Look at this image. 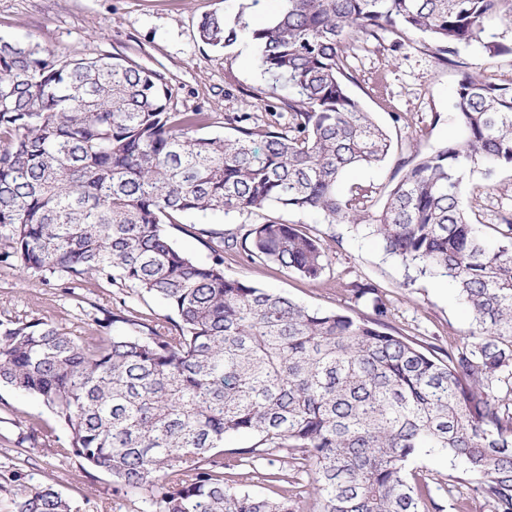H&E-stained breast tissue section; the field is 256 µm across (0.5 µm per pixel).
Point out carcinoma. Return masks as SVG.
Returning a JSON list of instances; mask_svg holds the SVG:
<instances>
[{"mask_svg": "<svg viewBox=\"0 0 512 512\" xmlns=\"http://www.w3.org/2000/svg\"><path fill=\"white\" fill-rule=\"evenodd\" d=\"M213 11L198 24L223 49L242 35L260 68L288 86V130L230 118L234 133L205 136V112L168 110L165 78L129 60L55 56L0 39V263L65 284L106 279L163 302L176 318L139 321L123 304L97 320L92 345L40 320L0 321V386L35 395L70 431L45 450L74 455L123 486L149 493L154 512H300L226 477L235 454L292 451L312 467L322 512H439L409 464L444 451L490 512H512V218L483 235L461 206L465 171L485 180L512 166V90L465 71L455 108L466 138L404 161L386 186L337 191L356 165L378 166L386 131L350 93L347 54L358 42L427 35L442 60L486 40L512 0H279L250 28ZM278 209L321 224H352L422 274L440 276L472 314L469 339L439 360L389 331L374 285H351L368 316L323 312L201 262L165 225L179 216ZM250 264L309 280L329 247L281 217L253 225ZM432 509H426V505ZM13 512H72L45 485Z\"/></svg>", "mask_w": 512, "mask_h": 512, "instance_id": "1", "label": "carcinoma"}]
</instances>
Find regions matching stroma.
Masks as SVG:
<instances>
[{"label": "stroma", "mask_w": 512, "mask_h": 512, "mask_svg": "<svg viewBox=\"0 0 512 512\" xmlns=\"http://www.w3.org/2000/svg\"><path fill=\"white\" fill-rule=\"evenodd\" d=\"M225 10L234 19L233 0H0V38L27 39L58 56L82 58L109 56L131 60L162 74L170 89L168 108L173 112H205L210 121L206 134H227L231 114H248L251 122L267 125L278 111L287 87H274L273 79L259 67L258 47L243 36L217 52L197 37L201 17ZM492 31L507 52L492 55L480 45L459 49L460 61L471 72L502 87H512V21H495ZM355 83L352 95L365 111L385 128L392 150L378 168L349 171L341 193L357 185L385 186L401 177L402 164L418 152H430L463 140L464 131L454 107L459 68L440 62L421 35L411 33L392 41L356 44L349 57ZM462 203L484 224L500 223L512 215V167H503L493 182L481 172L464 181ZM288 221L324 239L330 246L329 270L316 281L279 268L247 263L239 252L224 254L227 274L271 288L311 309L369 315L355 302L347 285L368 282L378 287L389 308L388 323L422 350L445 359L448 351L467 340L468 308L457 291L442 278L416 273L385 254L375 240L348 224H316L309 216L290 212ZM258 215L209 213L184 217L170 227L176 244L199 260L212 258L211 245L221 235L242 233L244 224L258 222ZM127 299L141 321H158L170 314L150 297H126L112 282L90 279L65 290L60 282H45L16 267L0 266V320H43L77 336H99L97 321ZM39 427L54 428L60 442L69 432L56 422L33 396L0 389V512H10L11 467L26 471L25 484L52 485L78 512H150L146 491L125 488L108 474L84 466L81 459L51 456L33 438ZM283 468L288 488L303 512H321V502L311 490L310 466L293 462L260 461L237 469L252 492L273 497L283 486L264 481L269 467ZM453 469L447 455L432 454L417 462V480L429 487L444 512H453L446 493Z\"/></svg>", "instance_id": "1"}]
</instances>
